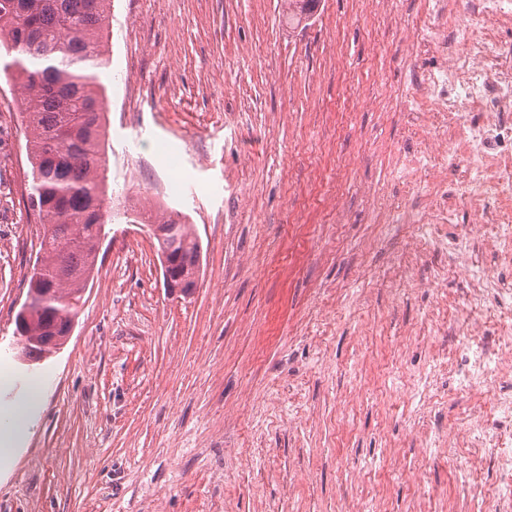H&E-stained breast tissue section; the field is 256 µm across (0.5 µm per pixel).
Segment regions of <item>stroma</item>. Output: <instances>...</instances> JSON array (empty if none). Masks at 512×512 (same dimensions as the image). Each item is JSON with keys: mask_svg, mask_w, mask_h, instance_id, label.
Here are the masks:
<instances>
[{"mask_svg": "<svg viewBox=\"0 0 512 512\" xmlns=\"http://www.w3.org/2000/svg\"><path fill=\"white\" fill-rule=\"evenodd\" d=\"M398 15L379 18L390 7ZM112 0L105 154L113 221L65 345L15 358L39 219L26 130L0 149V512H491L449 431L489 387L434 358L462 337L449 255L417 257L434 199L413 102L447 53L409 28L467 0ZM175 180L177 197L158 195ZM163 205L201 245L197 286L165 288L142 212Z\"/></svg>", "mask_w": 512, "mask_h": 512, "instance_id": "obj_1", "label": "stroma"}]
</instances>
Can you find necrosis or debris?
<instances>
[{"label":"necrosis or debris","instance_id":"obj_1","mask_svg":"<svg viewBox=\"0 0 512 512\" xmlns=\"http://www.w3.org/2000/svg\"><path fill=\"white\" fill-rule=\"evenodd\" d=\"M471 5L490 29L472 37L465 52L433 73L429 83L430 96L439 105L430 127L445 152L463 165L464 190L456 204L443 198L431 207L428 221L435 229L425 245L455 255L452 273L468 284L467 340L461 352L449 353L448 362L465 364L466 379L475 385L490 375L512 380V280L475 276L467 255L449 240L446 226L456 211L475 216L476 239L512 263V43L497 33L512 25V0H471ZM491 310L497 323L487 335L483 327ZM496 407L507 425L487 428L473 417L450 434L448 445L469 449L474 458L487 449H501L498 478L507 491L496 499L494 512H512V396L498 398Z\"/></svg>","mask_w":512,"mask_h":512}]
</instances>
